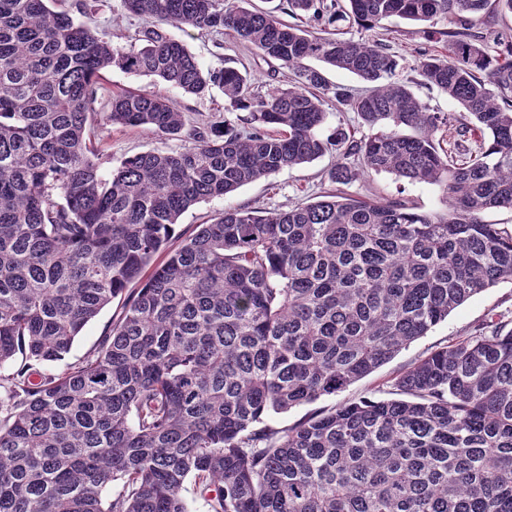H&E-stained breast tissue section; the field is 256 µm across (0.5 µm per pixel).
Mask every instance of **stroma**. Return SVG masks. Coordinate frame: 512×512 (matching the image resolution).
<instances>
[{
	"label": "stroma",
	"instance_id": "obj_1",
	"mask_svg": "<svg viewBox=\"0 0 512 512\" xmlns=\"http://www.w3.org/2000/svg\"><path fill=\"white\" fill-rule=\"evenodd\" d=\"M344 32L346 38L353 41L365 40L374 35L386 39L394 54L403 60V67L398 72L399 78L409 81L418 97L435 111H453L454 106L449 102L447 95L424 85L414 69L419 50L442 52L446 49L445 43L427 41L420 24L390 19L383 21L381 28L374 32L356 25L345 27ZM171 34L175 38L184 39L203 68L220 67L228 63L247 70L258 80L262 88H284L288 85L287 68L279 61L257 55L233 32L228 31L218 37L195 32L187 36L182 30L175 28ZM105 88L110 92H158L167 96L178 109L187 112L191 119L220 115L232 125L240 123L238 113L225 111L224 95L218 89L212 90L206 97L196 98L154 78L118 70L108 73ZM179 145V140H164L145 129H126L111 125L99 132L103 166L108 170L119 165L129 155L153 149L176 148ZM335 162V155L328 154L312 163L287 168L267 179L243 186L224 198L199 203L182 216L180 226L185 229L190 225L202 223L207 216L225 208L251 207L273 210L298 201H315L324 191L331 189L328 172ZM345 191L358 198L403 200L413 205L416 210L426 213H441L447 208L446 198L440 187L413 184L386 172H369L361 175L346 186ZM119 309V303H112L94 321L86 325L64 360L52 363V370L61 371L82 360L96 343L103 327L117 315ZM496 315L512 319L510 281L500 283L469 299L453 311L447 320L433 328L427 336L411 343L390 362L338 393L335 398L321 399L292 408L288 412L271 416L270 421L276 426L288 427L305 414L330 407L336 402L355 401L364 396L385 397L387 381L403 367L424 356L431 349L469 335L476 325Z\"/></svg>",
	"mask_w": 512,
	"mask_h": 512
}]
</instances>
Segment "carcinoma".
Returning <instances> with one entry per match:
<instances>
[{"label":"carcinoma","instance_id":"cac0c4a2","mask_svg":"<svg viewBox=\"0 0 512 512\" xmlns=\"http://www.w3.org/2000/svg\"><path fill=\"white\" fill-rule=\"evenodd\" d=\"M58 0H0V512H512V322L499 316L400 371L390 397L341 403L291 427L273 414L333 397L470 298L512 280V0H285L310 31L238 0H118L151 20L129 48ZM431 23L448 53L419 54L437 112L378 40L336 22ZM232 31L294 78L261 91L232 66L203 70L168 28ZM317 60L357 76L332 86ZM245 116L191 123L168 99L114 94V70ZM370 134L324 133L325 95ZM146 127L186 142L104 175L95 132ZM455 138L443 145L444 133ZM338 156L332 183L369 172L441 187L444 214L336 189L273 212L225 209L169 245L196 204ZM165 254L157 264L155 257ZM132 283L139 287L132 290ZM120 313L78 363L83 328ZM121 301L119 298L112 302V305L104 309L100 315L82 330L80 335L74 341L70 352L65 355L64 360L44 366L49 371H62L67 366L78 363L89 350L94 346L99 338L103 327L112 320L119 312Z\"/></svg>","mask_w":512,"mask_h":512}]
</instances>
